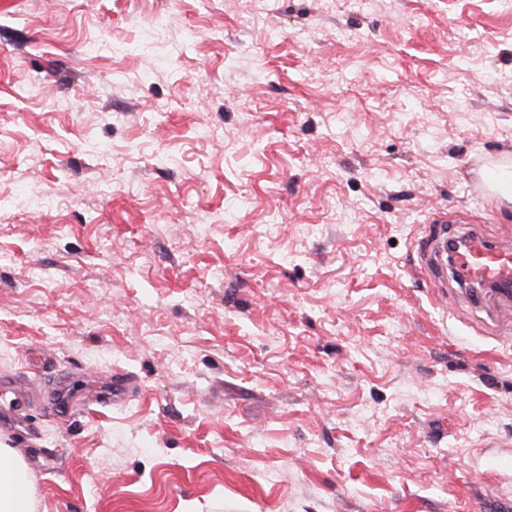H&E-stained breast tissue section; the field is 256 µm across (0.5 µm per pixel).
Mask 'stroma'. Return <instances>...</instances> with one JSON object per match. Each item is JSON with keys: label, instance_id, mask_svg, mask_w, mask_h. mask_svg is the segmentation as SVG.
<instances>
[{"label": "stroma", "instance_id": "obj_1", "mask_svg": "<svg viewBox=\"0 0 512 512\" xmlns=\"http://www.w3.org/2000/svg\"><path fill=\"white\" fill-rule=\"evenodd\" d=\"M504 163L512 0L0 14L33 512H512V320L417 273L432 215L512 232Z\"/></svg>", "mask_w": 512, "mask_h": 512}]
</instances>
